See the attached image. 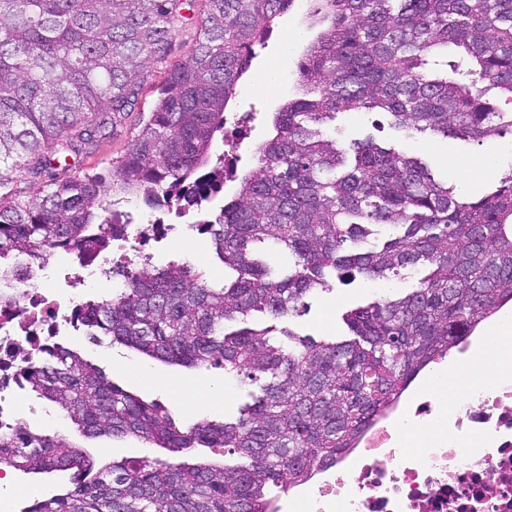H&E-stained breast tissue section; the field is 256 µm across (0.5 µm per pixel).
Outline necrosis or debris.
<instances>
[{
	"instance_id": "1",
	"label": "necrosis or debris",
	"mask_w": 512,
	"mask_h": 512,
	"mask_svg": "<svg viewBox=\"0 0 512 512\" xmlns=\"http://www.w3.org/2000/svg\"><path fill=\"white\" fill-rule=\"evenodd\" d=\"M197 225L195 211L172 200L130 224L122 238L130 265L145 249L184 255ZM111 258L74 257L64 287L0 279V429L17 422L23 366L45 347L74 346L88 281L104 277ZM485 336L454 349L446 378L420 387L375 416L336 461L292 486L276 512H512V359L497 364L489 383L467 382ZM421 438L406 448L407 437Z\"/></svg>"
}]
</instances>
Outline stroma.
Here are the masks:
<instances>
[{"label":"stroma","instance_id":"1","mask_svg":"<svg viewBox=\"0 0 512 512\" xmlns=\"http://www.w3.org/2000/svg\"><path fill=\"white\" fill-rule=\"evenodd\" d=\"M205 9V0H194L191 9L185 13L179 33L168 47L166 59H155L145 66L136 116L130 117L110 137L102 140L95 152L70 157L68 165L56 168V177H73L98 167L100 162H116L125 156L139 131L138 114L152 110L171 61L192 48ZM318 31V26L303 9H295L277 20L265 45L254 49L250 70L226 109L224 136L216 140L214 154L235 155L238 170L251 167L256 146L270 133L273 112L288 98L300 93L297 62L304 46L315 40ZM384 121V116L377 112L341 113L336 117V135L347 143L372 134L407 152L424 153L438 166L444 179L452 184L467 185L472 193L480 192L489 180L512 171L511 138H489L478 146L453 138L432 139L417 133L408 136L385 127ZM379 292V284L360 278L347 285L333 284L331 290L307 296L299 315L291 317L290 325L297 332L316 338L342 336L346 332L343 313L366 304ZM79 350L109 378L159 401L176 419L188 424L201 419L220 421L237 415L239 408L250 402L255 390L254 385L227 376L222 367L198 370L145 361L106 337L97 342L83 337ZM207 385L221 387L222 392L200 413L192 407V395L202 392ZM19 421L46 434L65 435L95 454L101 463L124 456L150 460L168 456L164 449L134 439L84 438L51 403L33 394L20 400Z\"/></svg>","mask_w":512,"mask_h":512}]
</instances>
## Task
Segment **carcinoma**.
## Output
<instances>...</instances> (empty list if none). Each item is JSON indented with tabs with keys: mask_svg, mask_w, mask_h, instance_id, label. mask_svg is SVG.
Instances as JSON below:
<instances>
[{
	"mask_svg": "<svg viewBox=\"0 0 512 512\" xmlns=\"http://www.w3.org/2000/svg\"><path fill=\"white\" fill-rule=\"evenodd\" d=\"M191 51L165 85L132 147L114 166L67 179L52 169L95 146L137 104L145 65L165 55L187 0H0V258L44 266L62 250L95 255L123 232L112 193L153 206L192 204L224 186V112L254 47L296 0H206ZM325 24L298 62L303 94L281 105L272 133L212 221L228 276L215 287L189 263L125 275V286L81 314L91 339L109 336L151 359L263 377L234 421L181 424L158 401L108 378L76 349L49 347L24 368L28 389L87 438L134 437L172 457L96 467L60 434L18 425L0 433V461L25 475L77 469L24 512H275L285 493L352 446L428 366L512 301V174L479 194L435 178L420 159L373 139L346 148L339 113L378 111L407 132L482 143L512 134V0H312ZM50 176L31 198L13 175ZM401 233L367 247L372 227ZM293 260L280 275L251 245ZM431 268L407 294L386 290L344 315L350 337L226 326L261 312L283 319L330 270L388 280ZM233 461L189 463L192 448Z\"/></svg>",
	"mask_w": 512,
	"mask_h": 512,
	"instance_id": "cac0c4a2",
	"label": "carcinoma"
}]
</instances>
